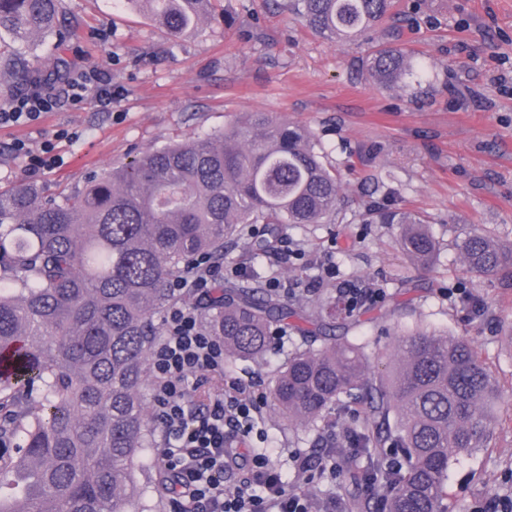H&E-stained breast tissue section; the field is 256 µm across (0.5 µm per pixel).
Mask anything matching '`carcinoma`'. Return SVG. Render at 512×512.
<instances>
[{"label":"carcinoma","instance_id":"obj_1","mask_svg":"<svg viewBox=\"0 0 512 512\" xmlns=\"http://www.w3.org/2000/svg\"><path fill=\"white\" fill-rule=\"evenodd\" d=\"M156 16L166 34L195 30L207 0H129ZM316 34L347 40L386 17L393 0H272ZM15 42H65L63 0H0V33ZM414 67L399 48L377 46L371 79L387 85ZM0 75L43 81L24 56L0 45ZM342 184L308 129L250 112L205 139L141 152L94 173L62 199L18 184L0 189V408L15 448L0 454V512H154L135 478L136 460L155 443L147 414L149 352L162 336L155 318L176 299L172 281L206 256L224 263V244L250 234L255 254L277 248L291 226L334 224ZM379 224L398 225L396 245L417 268L438 243L427 220L404 208L368 204ZM461 258L477 275L512 284V248L479 231ZM231 278L198 307L224 344L226 361L256 359L281 329L308 347L273 377V411L290 428L336 422L350 399L364 406L360 428L342 429L366 465L343 474L350 491L381 490L384 512H448L451 460L488 447L490 417L504 391L480 354L455 336L417 332L399 339L397 361L371 370L364 347L331 330L361 324L363 302L329 291L308 307L263 284ZM391 453L400 461L382 465Z\"/></svg>","mask_w":512,"mask_h":512}]
</instances>
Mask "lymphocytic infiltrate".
<instances>
[{
  "mask_svg": "<svg viewBox=\"0 0 512 512\" xmlns=\"http://www.w3.org/2000/svg\"><path fill=\"white\" fill-rule=\"evenodd\" d=\"M112 97L106 74L90 68L69 81L64 94L34 87L0 107V126L38 123L55 111L60 98L78 103ZM156 380L151 418L162 431V458L170 482L169 512H314L304 491L285 492L270 453L237 447L254 429L258 405L239 384L203 411L190 405V380L224 366V346L202 326L195 308L175 303L164 318V335L150 353ZM236 469L242 479L225 487L224 475Z\"/></svg>",
  "mask_w": 512,
  "mask_h": 512,
  "instance_id": "f902f5d3",
  "label": "lymphocytic infiltrate"
}]
</instances>
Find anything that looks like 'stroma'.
Here are the masks:
<instances>
[{
    "instance_id": "stroma-1",
    "label": "stroma",
    "mask_w": 512,
    "mask_h": 512,
    "mask_svg": "<svg viewBox=\"0 0 512 512\" xmlns=\"http://www.w3.org/2000/svg\"><path fill=\"white\" fill-rule=\"evenodd\" d=\"M76 35L65 44L40 37L18 45L51 71L56 56L73 71L95 67L112 79V103L88 99L58 108L29 127H0V187L31 183L59 195L140 151L224 130L249 112L310 129L324 161L341 175L342 219L292 228L274 253L254 256L245 240L224 251V266L277 271L282 283L308 273L317 292L355 282L370 289L364 323L337 329L362 344L373 371L395 359V337L425 328L474 345L503 388H512V288L469 273L459 245L471 229L512 247V0H396L391 19L353 41L315 34L265 0H210L202 25L178 38L126 0H65ZM232 32H225V18ZM404 48L421 68L381 85L365 71L374 47ZM29 154L53 141L62 165L28 177ZM388 193L396 207L423 212L439 249L429 270L398 252L391 224H363L361 204ZM336 268L326 276L324 265ZM479 301L471 308L463 296ZM301 344L287 333L259 360L224 368L199 394L233 379L265 391ZM283 466L286 489L312 488L349 512L341 478L307 480L294 455L325 460L327 428L294 429L263 408L255 425ZM489 447L456 457L448 469V512H468L480 500L512 494V397L494 411Z\"/></svg>"
}]
</instances>
